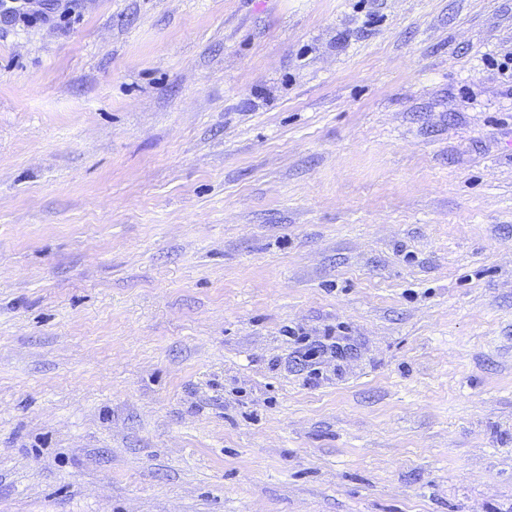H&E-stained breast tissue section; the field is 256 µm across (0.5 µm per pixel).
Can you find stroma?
<instances>
[{"label":"stroma","mask_w":512,"mask_h":512,"mask_svg":"<svg viewBox=\"0 0 512 512\" xmlns=\"http://www.w3.org/2000/svg\"><path fill=\"white\" fill-rule=\"evenodd\" d=\"M0 512H512V0H0Z\"/></svg>","instance_id":"1"}]
</instances>
